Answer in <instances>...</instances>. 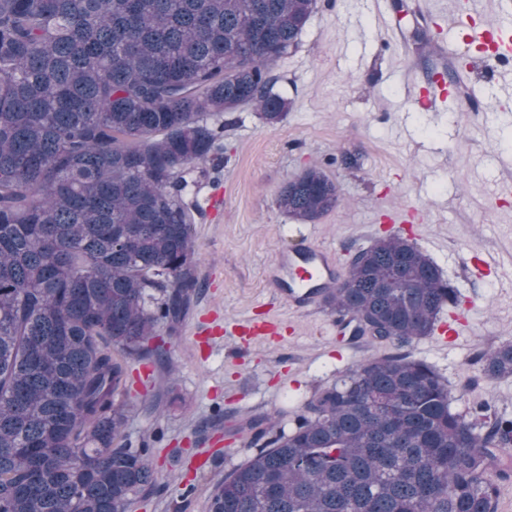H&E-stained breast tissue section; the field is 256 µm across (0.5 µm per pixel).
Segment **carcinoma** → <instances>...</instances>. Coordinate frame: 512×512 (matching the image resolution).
<instances>
[{"label": "carcinoma", "instance_id": "carcinoma-1", "mask_svg": "<svg viewBox=\"0 0 512 512\" xmlns=\"http://www.w3.org/2000/svg\"><path fill=\"white\" fill-rule=\"evenodd\" d=\"M318 0H0V512H127L149 490L150 448L124 441L125 367L199 288L187 176L217 151L209 118L288 99L275 64ZM336 183L313 165L276 203L314 224ZM459 297L398 235L358 251L324 304L399 348ZM512 377V342L479 357ZM442 376L409 353L369 357L314 391L284 430L224 476L211 512H496L512 418L451 410Z\"/></svg>", "mask_w": 512, "mask_h": 512}]
</instances>
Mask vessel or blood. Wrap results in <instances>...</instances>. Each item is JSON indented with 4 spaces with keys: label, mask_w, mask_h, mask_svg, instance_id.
<instances>
[{
    "label": "vessel or blood",
    "mask_w": 512,
    "mask_h": 512,
    "mask_svg": "<svg viewBox=\"0 0 512 512\" xmlns=\"http://www.w3.org/2000/svg\"><path fill=\"white\" fill-rule=\"evenodd\" d=\"M448 29L457 35L455 58H465L478 51L489 59H512V0H499V16L494 20L479 10L476 0H456ZM445 92L444 74L439 71L429 86H411L408 100L430 109ZM269 276L278 285L280 299L299 311L313 309L322 289L336 287L341 280L334 251L321 246L282 250L270 267ZM475 307L472 300L454 307L447 322L439 328L441 335L456 340ZM236 332L251 342H269L278 338L279 326L267 319L251 317L238 324Z\"/></svg>",
    "instance_id": "b4317fda"
}]
</instances>
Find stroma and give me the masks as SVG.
Wrapping results in <instances>:
<instances>
[{"label":"stroma","mask_w":512,"mask_h":512,"mask_svg":"<svg viewBox=\"0 0 512 512\" xmlns=\"http://www.w3.org/2000/svg\"><path fill=\"white\" fill-rule=\"evenodd\" d=\"M451 0H319L298 49L274 67L273 91L290 108L267 125L251 106L214 116L220 149L198 197L222 207L194 226L200 287L179 323L160 325L161 361L125 357L127 442L148 441L154 483L130 512H210L215 486L255 451L237 431L268 413L291 425L314 389L357 363L392 352L355 341L336 313H307L273 298L267 271L284 249L321 245L340 269L375 239L401 234L434 262L461 298L479 297L470 328L442 345L428 336L409 348L447 380L451 409L480 402L512 415V378H485L478 354L512 340V286L466 269L488 252L512 270V99L490 81L466 77L446 53ZM439 67L457 75L455 98L425 112L404 101ZM320 165L340 201L319 222L299 224L275 202L290 178ZM415 209L401 227L389 213ZM259 314L279 323L272 344L238 343L230 327Z\"/></svg>","instance_id":"35a3bbf8"}]
</instances>
